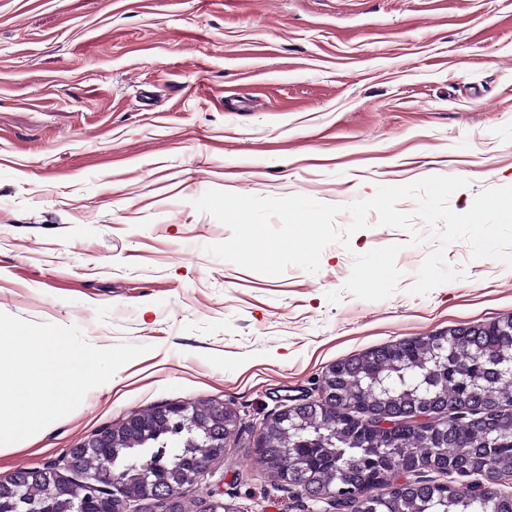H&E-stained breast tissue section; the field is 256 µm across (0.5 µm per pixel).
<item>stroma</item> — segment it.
<instances>
[{"instance_id":"35a3bbf8","label":"stroma","mask_w":512,"mask_h":512,"mask_svg":"<svg viewBox=\"0 0 512 512\" xmlns=\"http://www.w3.org/2000/svg\"><path fill=\"white\" fill-rule=\"evenodd\" d=\"M432 175L468 180L458 213L512 186V0H0V312L151 347L0 456V479L210 400L241 423L184 512H329L257 462L264 420L340 359L511 314L512 268L456 242L462 278L412 296L435 240L373 224L317 272L265 275L205 253L231 231L193 202L348 204ZM395 243L393 296L344 293L354 255Z\"/></svg>"}]
</instances>
